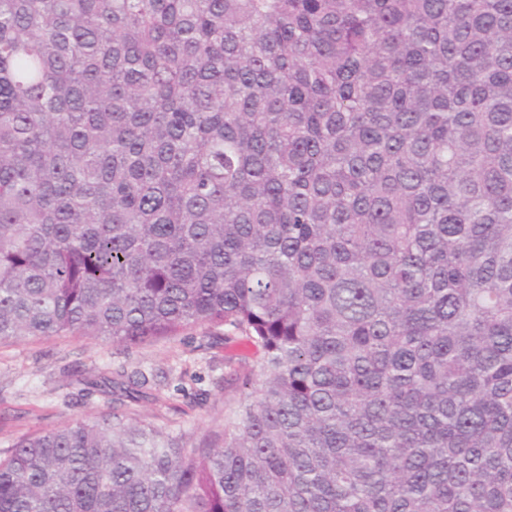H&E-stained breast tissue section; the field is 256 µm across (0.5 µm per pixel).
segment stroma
I'll return each mask as SVG.
<instances>
[{
	"instance_id": "1",
	"label": "stroma",
	"mask_w": 512,
	"mask_h": 512,
	"mask_svg": "<svg viewBox=\"0 0 512 512\" xmlns=\"http://www.w3.org/2000/svg\"><path fill=\"white\" fill-rule=\"evenodd\" d=\"M194 328L167 342L132 349L81 336L31 338L0 344V449L27 434L73 420L100 419L114 408L108 394L86 383L118 368L144 375L160 402L126 403L121 414L167 427L202 442L223 428L234 405L224 385V358L243 352Z\"/></svg>"
}]
</instances>
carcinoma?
Returning <instances> with one entry per match:
<instances>
[{
	"label": "carcinoma",
	"mask_w": 512,
	"mask_h": 512,
	"mask_svg": "<svg viewBox=\"0 0 512 512\" xmlns=\"http://www.w3.org/2000/svg\"><path fill=\"white\" fill-rule=\"evenodd\" d=\"M197 327L213 443L38 431L0 512H512V0H0V342Z\"/></svg>",
	"instance_id": "carcinoma-1"
}]
</instances>
